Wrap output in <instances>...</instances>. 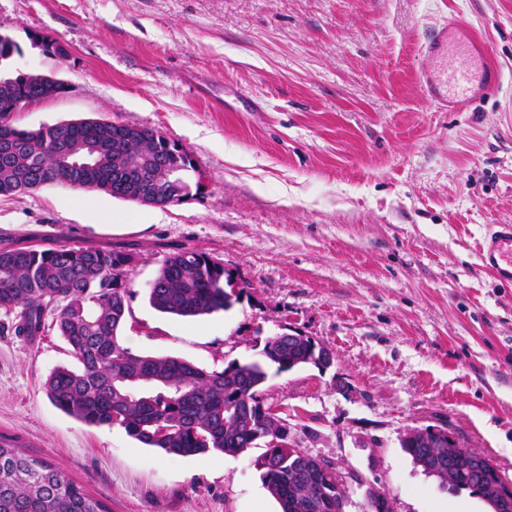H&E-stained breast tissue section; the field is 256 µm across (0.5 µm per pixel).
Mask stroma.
I'll return each mask as SVG.
<instances>
[{"instance_id":"35a3bbf8","label":"stroma","mask_w":512,"mask_h":512,"mask_svg":"<svg viewBox=\"0 0 512 512\" xmlns=\"http://www.w3.org/2000/svg\"><path fill=\"white\" fill-rule=\"evenodd\" d=\"M446 18L502 71L465 112L438 111L419 87V43ZM0 33L20 47L15 69L67 84L17 127H149L202 183L166 206L57 185L0 197V247L132 253L119 338L136 353L211 371L258 359L283 328L312 337L333 365L269 371L263 397L291 446L334 464L346 512H368L370 486L391 512H490L401 442L448 429L512 483V286L477 257L485 225L512 224V0H0ZM181 249L223 263L239 301L195 319L154 310L148 288ZM18 324L0 311V438L109 512H280L255 465L264 444L182 457L87 426L45 394L54 369L78 365L52 317L35 336Z\"/></svg>"}]
</instances>
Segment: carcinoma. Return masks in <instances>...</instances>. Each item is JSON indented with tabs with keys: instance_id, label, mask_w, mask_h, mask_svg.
I'll use <instances>...</instances> for the list:
<instances>
[{
	"instance_id": "carcinoma-1",
	"label": "carcinoma",
	"mask_w": 512,
	"mask_h": 512,
	"mask_svg": "<svg viewBox=\"0 0 512 512\" xmlns=\"http://www.w3.org/2000/svg\"><path fill=\"white\" fill-rule=\"evenodd\" d=\"M34 85L19 81L0 96V185L56 183L74 190L97 189L130 199L138 176L125 169L129 156L193 167L177 143L158 131L115 146L112 124L61 123L45 130L14 125L12 108ZM133 256L120 250L30 245L0 248V310L21 309L23 329L34 335L52 313L56 330L80 364L58 368L45 383L48 399L90 427L118 425L139 443L168 454L196 456L210 451L235 455L252 447L257 431L279 435L281 445L257 458L261 479L281 512H345L347 496L332 463L298 453L288 444V425L264 402L267 368L285 372L320 367L324 347L284 334L265 340L261 359L233 360L220 371L182 358L132 352L118 341L127 294L122 280ZM233 280L209 255L179 250L163 262L149 304L161 313L196 318L232 306ZM431 435L410 436L403 451L423 472L448 489L469 491L501 505L503 478L493 461L464 448H434ZM370 512H391L387 495L367 490ZM0 512H107L79 483L52 463L0 442Z\"/></svg>"
}]
</instances>
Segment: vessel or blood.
I'll list each match as a JSON object with an SVG mask.
<instances>
[{
	"mask_svg": "<svg viewBox=\"0 0 512 512\" xmlns=\"http://www.w3.org/2000/svg\"><path fill=\"white\" fill-rule=\"evenodd\" d=\"M420 51L438 62L437 67L423 71L420 88L440 111H466L502 80L501 70L489 61L484 45L457 21L430 27ZM478 257L481 267L498 282L512 286V224L489 225Z\"/></svg>",
	"mask_w": 512,
	"mask_h": 512,
	"instance_id": "vessel-or-blood-1",
	"label": "vessel or blood"
}]
</instances>
